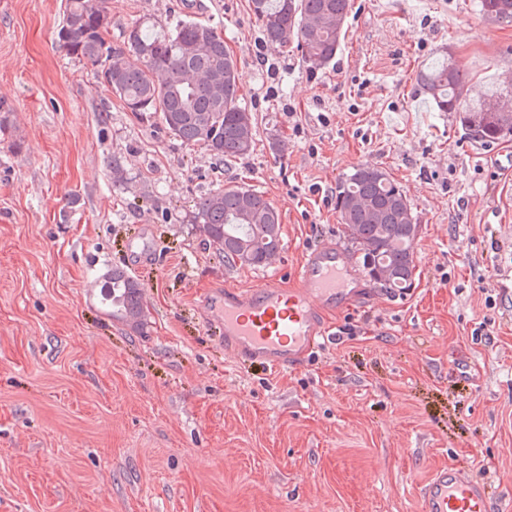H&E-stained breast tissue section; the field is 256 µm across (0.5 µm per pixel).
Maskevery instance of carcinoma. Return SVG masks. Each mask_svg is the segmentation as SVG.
<instances>
[{"mask_svg":"<svg viewBox=\"0 0 512 512\" xmlns=\"http://www.w3.org/2000/svg\"><path fill=\"white\" fill-rule=\"evenodd\" d=\"M482 17L512 25V0H478ZM354 0H251L265 43L300 51L307 70L329 66L345 37ZM104 0H67L57 43L67 54L98 68L105 86L137 118L159 117L186 145L203 144L233 162L256 143L254 116L239 103L237 63L224 36L195 18L175 27L138 22L111 46L101 20ZM470 79L443 55L420 72L419 87L435 112H454L468 133L487 144L512 139V84L484 96H466ZM336 212L370 283L401 295L414 281L412 225L417 223L402 186L385 170L364 164L336 184ZM194 223L204 241L230 267H263L282 249L277 208L252 185L230 180L196 201ZM101 304L113 319L144 332L143 285L114 268L103 276Z\"/></svg>","mask_w":512,"mask_h":512,"instance_id":"cac0c4a2","label":"carcinoma"}]
</instances>
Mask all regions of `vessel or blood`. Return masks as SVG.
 Returning a JSON list of instances; mask_svg holds the SVG:
<instances>
[{"instance_id":"1","label":"vessel or blood","mask_w":512,"mask_h":512,"mask_svg":"<svg viewBox=\"0 0 512 512\" xmlns=\"http://www.w3.org/2000/svg\"><path fill=\"white\" fill-rule=\"evenodd\" d=\"M348 249L328 244L306 251L290 285L255 289L225 284L213 307L223 327L224 348L236 358L270 371L303 366L329 339L330 315L358 303L376 302ZM419 512H504L487 483L455 467L435 471L424 488Z\"/></svg>"}]
</instances>
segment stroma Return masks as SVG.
Instances as JSON below:
<instances>
[{
    "label": "stroma",
    "mask_w": 512,
    "mask_h": 512,
    "mask_svg": "<svg viewBox=\"0 0 512 512\" xmlns=\"http://www.w3.org/2000/svg\"><path fill=\"white\" fill-rule=\"evenodd\" d=\"M476 3L354 0L312 74L264 45L249 0H108L113 45L142 19L223 33L257 123L227 166L59 48L66 0H0V512H419L448 465L512 500V141L473 139L416 86L444 52L470 94L512 80V26ZM359 164L413 205L412 288L332 315L301 370L234 359L205 298L342 242L336 184ZM231 176L280 213L266 267L225 266L193 222ZM115 268L144 287L143 333L100 303Z\"/></svg>",
    "instance_id": "obj_1"
}]
</instances>
